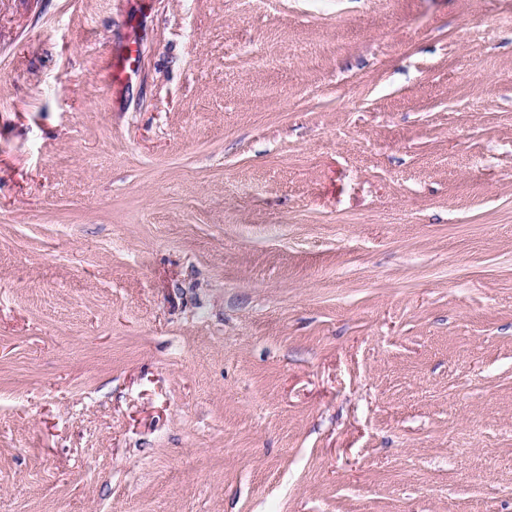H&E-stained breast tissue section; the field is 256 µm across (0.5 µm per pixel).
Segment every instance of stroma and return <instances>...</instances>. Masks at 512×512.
Instances as JSON below:
<instances>
[{"instance_id":"1","label":"stroma","mask_w":512,"mask_h":512,"mask_svg":"<svg viewBox=\"0 0 512 512\" xmlns=\"http://www.w3.org/2000/svg\"><path fill=\"white\" fill-rule=\"evenodd\" d=\"M510 16L0 0V512H512ZM139 56L136 47L129 46L126 52L118 55L115 63L111 61L109 65V76L114 89H120L126 82L129 71L134 72L138 69Z\"/></svg>"}]
</instances>
